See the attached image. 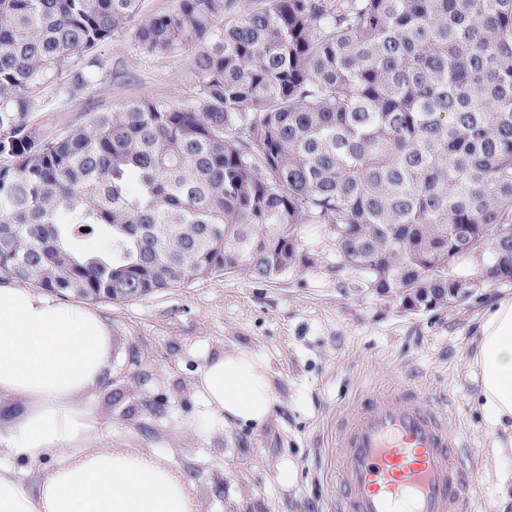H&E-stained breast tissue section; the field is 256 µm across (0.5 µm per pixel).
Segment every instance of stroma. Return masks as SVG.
<instances>
[{"label": "stroma", "instance_id": "35a3bbf8", "mask_svg": "<svg viewBox=\"0 0 512 512\" xmlns=\"http://www.w3.org/2000/svg\"><path fill=\"white\" fill-rule=\"evenodd\" d=\"M128 45L124 38L98 48L112 69L98 84L77 92L60 82L49 87L32 116L36 132H62L135 99L191 97L181 57L143 62ZM306 244L320 255V268L272 283L218 275L120 305L96 303L116 345L115 374L91 399L104 443L168 459L190 481L199 512H328L336 413L360 387L412 384L444 408L467 447L472 512H501L493 470H512V456L488 457L491 438L469 360L477 318L489 298L512 295V285L412 316L346 292L328 232L312 229ZM219 349L265 357L275 403L260 427L207 438L190 426V384L206 353ZM286 459L295 466L289 486L280 472Z\"/></svg>", "mask_w": 512, "mask_h": 512}]
</instances>
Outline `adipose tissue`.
Returning <instances> with one entry per match:
<instances>
[{"mask_svg": "<svg viewBox=\"0 0 512 512\" xmlns=\"http://www.w3.org/2000/svg\"><path fill=\"white\" fill-rule=\"evenodd\" d=\"M470 371L490 453L512 455V297L482 311ZM113 374L112 336L97 311L0 282V398L14 415L0 453L32 464L55 458L29 487L0 463V512H199L167 459L96 445L89 399ZM193 395L191 426L205 436L262 425L275 403L267 360L243 350L208 353Z\"/></svg>", "mask_w": 512, "mask_h": 512, "instance_id": "adipose-tissue-1", "label": "adipose tissue"}]
</instances>
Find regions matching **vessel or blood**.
<instances>
[{
    "instance_id": "b4317fda",
    "label": "vessel or blood",
    "mask_w": 512,
    "mask_h": 512,
    "mask_svg": "<svg viewBox=\"0 0 512 512\" xmlns=\"http://www.w3.org/2000/svg\"><path fill=\"white\" fill-rule=\"evenodd\" d=\"M334 434L332 512H471L462 446L420 389H360Z\"/></svg>"
}]
</instances>
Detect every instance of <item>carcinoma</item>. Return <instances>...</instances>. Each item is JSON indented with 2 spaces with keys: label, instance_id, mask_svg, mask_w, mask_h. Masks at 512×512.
Listing matches in <instances>:
<instances>
[{
  "label": "carcinoma",
  "instance_id": "obj_1",
  "mask_svg": "<svg viewBox=\"0 0 512 512\" xmlns=\"http://www.w3.org/2000/svg\"><path fill=\"white\" fill-rule=\"evenodd\" d=\"M0 0V280L113 304L319 266L405 314L512 284V0ZM180 55L184 102L37 137L44 88L124 36ZM102 234L95 253L80 242ZM469 263L453 276L448 268Z\"/></svg>",
  "mask_w": 512,
  "mask_h": 512
}]
</instances>
